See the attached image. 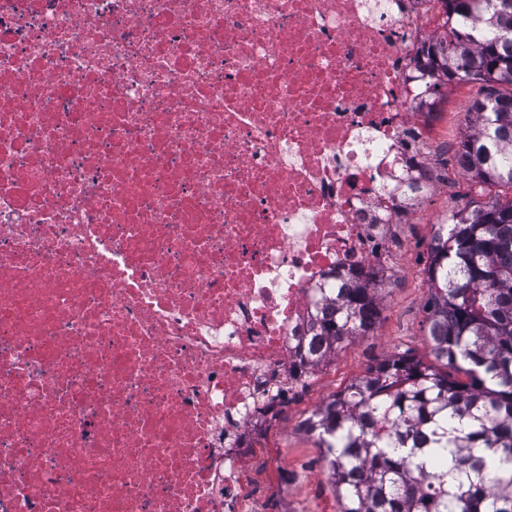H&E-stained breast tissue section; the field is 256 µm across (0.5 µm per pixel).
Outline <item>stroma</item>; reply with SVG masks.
<instances>
[{
	"mask_svg": "<svg viewBox=\"0 0 512 512\" xmlns=\"http://www.w3.org/2000/svg\"><path fill=\"white\" fill-rule=\"evenodd\" d=\"M479 87L474 83H452L444 87L439 110L441 122L432 142L433 159L447 168L456 144L465 130L457 126L455 113L466 110ZM474 192L468 177L453 184H439L421 198L409 221L396 225L401 256L393 264L382 291V315L373 334L346 342L327 364L314 389L302 392L282 412L278 427L265 434V448L251 468L260 492L257 512H341L342 503L329 482L316 440L301 427L302 422L330 395L342 390L366 369L391 355L410 351L429 359L425 336L429 298L426 266L434 226L464 208Z\"/></svg>",
	"mask_w": 512,
	"mask_h": 512,
	"instance_id": "35a3bbf8",
	"label": "stroma"
}]
</instances>
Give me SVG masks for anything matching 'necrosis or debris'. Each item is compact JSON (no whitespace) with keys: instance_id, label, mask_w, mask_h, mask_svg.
Segmentation results:
<instances>
[{"instance_id":"necrosis-or-debris-1","label":"necrosis or debris","mask_w":512,"mask_h":512,"mask_svg":"<svg viewBox=\"0 0 512 512\" xmlns=\"http://www.w3.org/2000/svg\"><path fill=\"white\" fill-rule=\"evenodd\" d=\"M436 0H0V512H253L329 273L438 182Z\"/></svg>"}]
</instances>
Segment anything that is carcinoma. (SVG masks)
<instances>
[{"mask_svg": "<svg viewBox=\"0 0 512 512\" xmlns=\"http://www.w3.org/2000/svg\"><path fill=\"white\" fill-rule=\"evenodd\" d=\"M450 28L430 39L431 109L451 82L480 85L458 143L480 201L433 237L426 336L432 361L397 353L303 422L342 512H512V0H442ZM342 279L318 320L312 364L374 332L382 289ZM466 380L460 381L457 375Z\"/></svg>", "mask_w": 512, "mask_h": 512, "instance_id": "carcinoma-1", "label": "carcinoma"}]
</instances>
